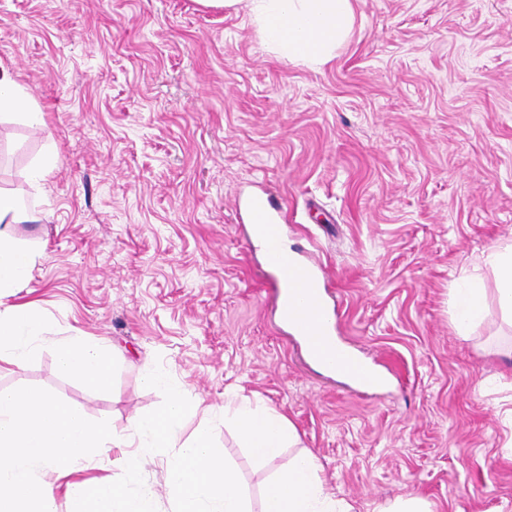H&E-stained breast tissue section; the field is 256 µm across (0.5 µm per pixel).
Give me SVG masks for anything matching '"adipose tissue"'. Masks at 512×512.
Listing matches in <instances>:
<instances>
[{
	"label": "adipose tissue",
	"mask_w": 512,
	"mask_h": 512,
	"mask_svg": "<svg viewBox=\"0 0 512 512\" xmlns=\"http://www.w3.org/2000/svg\"><path fill=\"white\" fill-rule=\"evenodd\" d=\"M267 40L282 55L311 64L328 61L350 33L353 0H249ZM14 198L0 195V297L29 280L34 257L20 250L6 231L18 221H35ZM485 315V288L480 277L471 278L454 300L459 330H467ZM41 322L26 305L0 309V371L23 366L37 347ZM62 371L97 390L110 386L112 358L99 341L74 336L57 347ZM234 423L243 447L265 457L298 437L293 424L275 410L241 405ZM319 465L310 455L297 457L288 472L270 487L264 512H336V502L325 491Z\"/></svg>",
	"instance_id": "obj_1"
}]
</instances>
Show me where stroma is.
Here are the masks:
<instances>
[{"label":"stroma","mask_w":512,"mask_h":512,"mask_svg":"<svg viewBox=\"0 0 512 512\" xmlns=\"http://www.w3.org/2000/svg\"><path fill=\"white\" fill-rule=\"evenodd\" d=\"M354 8L309 66L243 2L0 0V68L42 115L0 114V194L39 217L8 228L35 266L0 304L43 327L0 389L50 390L125 437L163 401L144 384L159 364L211 409L251 512L302 452L350 512H512V320L487 262L512 247V0ZM260 185L383 387L321 374L281 329L238 207ZM474 275L488 309L463 334L451 301ZM68 336L107 342L109 390L60 371ZM245 399L287 417L294 447L242 448L224 409ZM147 460L174 512L171 454Z\"/></svg>","instance_id":"35a3bbf8"}]
</instances>
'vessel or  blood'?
<instances>
[{
  "label": "vessel or blood",
  "mask_w": 512,
  "mask_h": 512,
  "mask_svg": "<svg viewBox=\"0 0 512 512\" xmlns=\"http://www.w3.org/2000/svg\"><path fill=\"white\" fill-rule=\"evenodd\" d=\"M246 207L254 222L264 224L267 235L264 251L269 269L274 311L286 327L303 340L309 357L335 360L343 357L347 365L360 367L363 361L338 337L335 311L327 299L325 278L317 265L303 254L282 255L283 226L288 217L282 214L274 198L266 191L252 194Z\"/></svg>",
  "instance_id": "1"
}]
</instances>
